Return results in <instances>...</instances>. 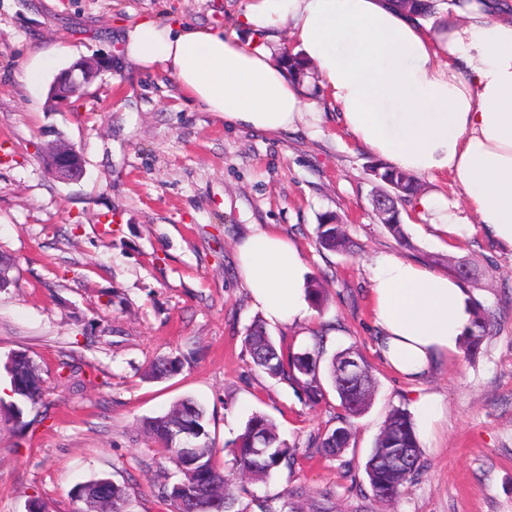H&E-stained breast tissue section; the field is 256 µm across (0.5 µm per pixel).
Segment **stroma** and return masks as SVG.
Here are the masks:
<instances>
[{
    "label": "stroma",
    "mask_w": 512,
    "mask_h": 512,
    "mask_svg": "<svg viewBox=\"0 0 512 512\" xmlns=\"http://www.w3.org/2000/svg\"><path fill=\"white\" fill-rule=\"evenodd\" d=\"M247 0H0V252L15 264L0 290V365L17 351L41 367L43 396L18 433L0 409V512H76L73 488L106 476L125 487L127 512H172L160 498L180 480L143 429L145 419L190 397L207 411L215 462L230 467L231 442L256 412L298 454L262 481L236 480L281 512H512V251L476 223L458 238L414 216L408 246L372 205L369 167L379 157L347 130L339 111L309 86L314 110L285 131L225 124L166 74L125 61L124 23L150 15L229 29ZM58 44L82 57H108L85 94L50 108L48 84L22 80L34 51ZM64 137L81 151L76 184L46 169L42 149ZM111 213V233L98 228ZM337 213L359 250L320 249L321 214ZM259 228L299 248L327 299L314 309L325 353L353 348L373 369L377 392L353 420L338 457L308 446L335 428L334 391L311 404L287 381L253 363L244 343L259 312L243 285L237 248ZM393 253L447 272L466 258L484 275L471 286L493 326L477 354L418 382L382 360L370 299L375 259ZM181 355L180 374L148 377L156 359ZM70 361L74 374L61 372ZM421 394L440 397L444 417L421 443L423 467L390 505L376 500L364 463L392 408Z\"/></svg>",
    "instance_id": "1"
}]
</instances>
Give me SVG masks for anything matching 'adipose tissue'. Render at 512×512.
<instances>
[{
	"label": "adipose tissue",
	"mask_w": 512,
	"mask_h": 512,
	"mask_svg": "<svg viewBox=\"0 0 512 512\" xmlns=\"http://www.w3.org/2000/svg\"><path fill=\"white\" fill-rule=\"evenodd\" d=\"M249 29L196 27L144 17L124 32V55L172 76L207 111L264 132L285 131L309 108L269 42L284 29L355 138L404 171L450 174L465 214L443 197L417 196L413 210L445 230L477 220L512 248V6L507 0H441L437 17L392 0H249L237 20ZM240 274L271 322L308 325L307 268L296 248L259 229L238 248ZM370 295L386 364L417 381L459 353L473 305L464 285L423 264L386 255Z\"/></svg>",
	"instance_id": "obj_1"
}]
</instances>
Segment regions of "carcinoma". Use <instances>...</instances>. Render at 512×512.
Returning <instances> with one entry per match:
<instances>
[{
    "instance_id": "1",
    "label": "carcinoma",
    "mask_w": 512,
    "mask_h": 512,
    "mask_svg": "<svg viewBox=\"0 0 512 512\" xmlns=\"http://www.w3.org/2000/svg\"><path fill=\"white\" fill-rule=\"evenodd\" d=\"M397 3L409 12L423 15L432 12L433 0H397ZM280 60L297 82L310 69V64L298 53L285 52ZM370 172L379 184L373 198L392 197V206L382 222L400 244L409 245L401 222V211L404 205L420 195L422 183L415 175L393 165H372ZM317 242L321 248L332 252L348 253L352 247L340 217L332 212L320 217ZM491 326V314L482 305L474 304L472 326L463 339L465 354L478 350ZM324 340L325 335L317 333L313 336L312 348L301 352L286 350L276 345L261 320L252 322L245 335V344L254 365L272 378L287 381L313 404L325 397L320 376ZM350 354L349 348L338 352L328 365L330 383L343 410V415L338 417V426L318 433L310 440V447L329 456L338 457L350 447L351 419L369 408L376 389L371 366L363 357L360 358L359 385H349L341 366ZM180 365L177 358L155 361L149 365L148 376L152 379L166 378ZM5 371L10 392L15 397L9 403L11 416L21 425L23 407L37 404L42 396L39 367L28 354L20 352L5 365ZM143 427L182 474L179 487L165 486L161 491V498L174 506V512H244L235 509L238 498L234 494L233 477L215 463L206 430V411L200 404L189 397L183 398L167 412L146 419ZM233 446V471L256 480L268 477L283 464L293 465L297 455V448L289 446L280 437L277 426L261 413H255L247 420ZM420 469L421 448L413 416L404 408H393L364 466L373 496L381 502L396 499ZM73 495L80 503L77 512H85L89 501L98 505L99 512H125L124 489L106 477L77 485Z\"/></svg>"
}]
</instances>
